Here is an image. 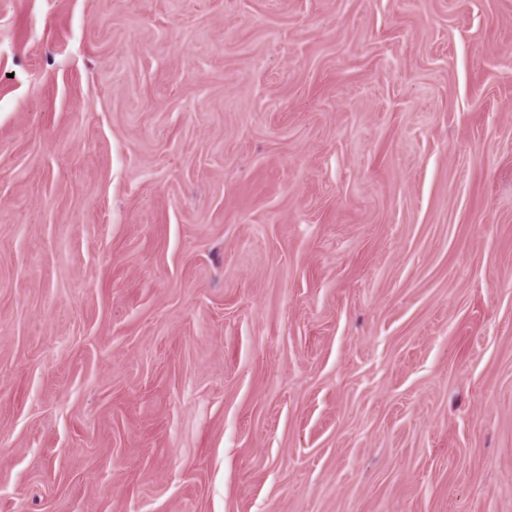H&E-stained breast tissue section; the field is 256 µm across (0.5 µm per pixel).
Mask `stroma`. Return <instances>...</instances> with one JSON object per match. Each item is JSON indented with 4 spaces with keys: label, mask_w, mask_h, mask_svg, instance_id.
Wrapping results in <instances>:
<instances>
[{
    "label": "stroma",
    "mask_w": 512,
    "mask_h": 512,
    "mask_svg": "<svg viewBox=\"0 0 512 512\" xmlns=\"http://www.w3.org/2000/svg\"><path fill=\"white\" fill-rule=\"evenodd\" d=\"M0 512H512V0H0Z\"/></svg>",
    "instance_id": "stroma-1"
}]
</instances>
